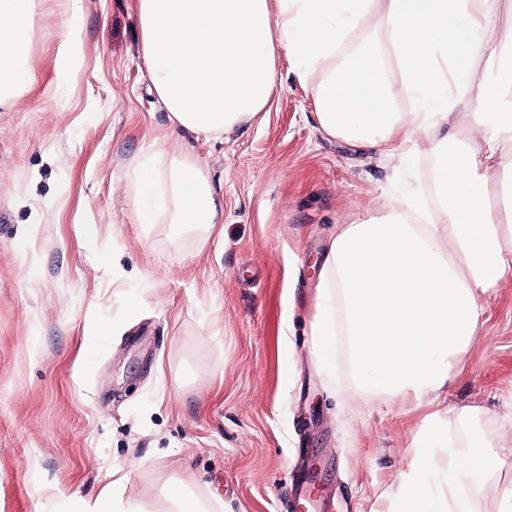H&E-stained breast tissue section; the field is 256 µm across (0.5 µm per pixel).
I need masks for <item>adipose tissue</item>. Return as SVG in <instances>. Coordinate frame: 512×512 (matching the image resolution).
<instances>
[{"instance_id": "ef3b65f1", "label": "adipose tissue", "mask_w": 512, "mask_h": 512, "mask_svg": "<svg viewBox=\"0 0 512 512\" xmlns=\"http://www.w3.org/2000/svg\"><path fill=\"white\" fill-rule=\"evenodd\" d=\"M57 57L83 62L81 0H65ZM37 0H0V102L25 90ZM140 53L173 131L219 137L268 106L278 58L313 99L327 136L407 166L427 149L439 209L403 196L338 228L323 253L306 334L341 403L352 395L433 406L389 512H478L512 436L480 408L440 412L483 323L481 300L512 278V0H137ZM168 219L198 244L224 201L188 159L151 152ZM346 360L352 391L337 372Z\"/></svg>"}]
</instances>
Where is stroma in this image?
<instances>
[{"label": "stroma", "instance_id": "1", "mask_svg": "<svg viewBox=\"0 0 512 512\" xmlns=\"http://www.w3.org/2000/svg\"><path fill=\"white\" fill-rule=\"evenodd\" d=\"M64 20L39 0L34 80L0 105V512H76L116 474L146 512L175 480L222 512H286L300 476L327 512H384L425 409L338 408L288 327L312 311L337 228L405 191L429 198L430 158L399 170L325 135L280 55L265 112L218 141L185 137L224 195L196 247L142 223L130 188L135 157L173 147L136 0H83L86 62L70 74ZM482 304L448 402L482 407L493 429L512 416V278Z\"/></svg>", "mask_w": 512, "mask_h": 512}]
</instances>
